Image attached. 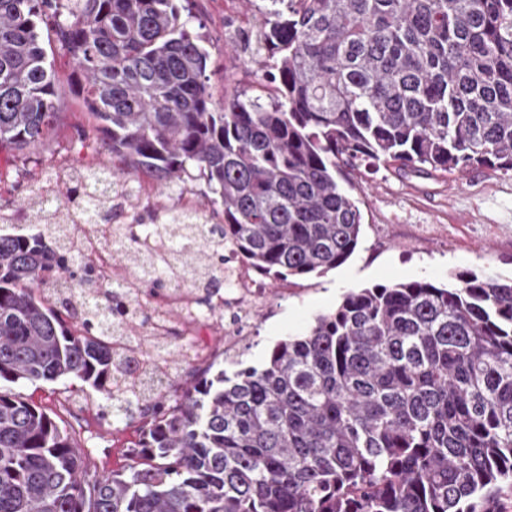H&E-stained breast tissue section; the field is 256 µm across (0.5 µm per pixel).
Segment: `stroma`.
I'll list each match as a JSON object with an SVG mask.
<instances>
[{
  "label": "stroma",
  "mask_w": 512,
  "mask_h": 512,
  "mask_svg": "<svg viewBox=\"0 0 512 512\" xmlns=\"http://www.w3.org/2000/svg\"><path fill=\"white\" fill-rule=\"evenodd\" d=\"M192 32L200 33L210 52L207 63L210 91L222 98L225 90L259 93V75L243 42L233 37L240 21L258 26V8L245 0H191ZM56 74L57 115L50 133L22 151L0 152V214L13 216L24 208L46 174L65 186L72 174L105 158L103 136L88 122L73 93L76 71L59 48L48 52ZM340 184L362 213L359 243L348 260L323 274L273 277L259 275L262 295L250 307L251 331L235 349L247 366L265 363L274 345L303 333L316 316L335 310L351 290L397 282L428 281L442 286L459 273L512 276V172L485 167L464 173L414 175L361 161L343 168ZM145 205L172 210L192 205L209 213L205 182L199 174L163 186L147 181ZM1 391L56 410L66 407L111 450L120 466L137 422L99 420L98 394L77 380L11 383L0 380Z\"/></svg>",
  "instance_id": "obj_1"
}]
</instances>
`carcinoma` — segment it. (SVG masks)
Returning a JSON list of instances; mask_svg holds the SVG:
<instances>
[{"label":"carcinoma","instance_id":"carcinoma-1","mask_svg":"<svg viewBox=\"0 0 512 512\" xmlns=\"http://www.w3.org/2000/svg\"><path fill=\"white\" fill-rule=\"evenodd\" d=\"M253 61L268 104L207 86L178 0H0V148L56 114L41 29L85 74L112 183L196 168L224 223L177 222L153 299L185 280L210 305L224 246L264 274L342 265L361 213L337 160L512 171V0H268ZM114 196L78 182L87 212ZM350 291L259 368L200 369L168 402L169 311L113 291L60 223L0 232V379L74 378L101 416L145 420L109 468L96 437L0 391V512H499L512 491V278ZM61 287L51 297L40 285ZM153 349L147 360L141 347Z\"/></svg>","mask_w":512,"mask_h":512}]
</instances>
